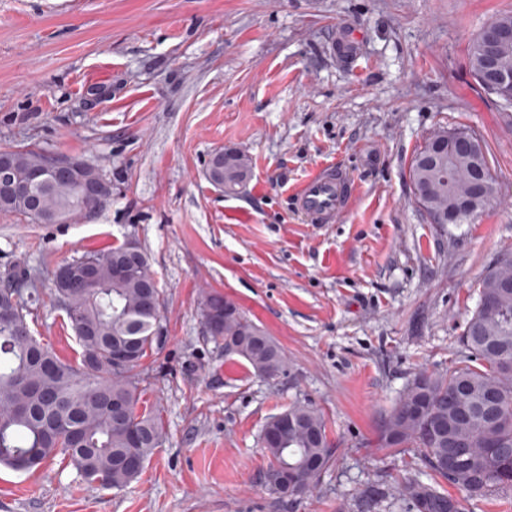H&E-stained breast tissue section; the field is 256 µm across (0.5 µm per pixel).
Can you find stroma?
I'll list each match as a JSON object with an SVG mask.
<instances>
[{
  "instance_id": "obj_1",
  "label": "stroma",
  "mask_w": 512,
  "mask_h": 512,
  "mask_svg": "<svg viewBox=\"0 0 512 512\" xmlns=\"http://www.w3.org/2000/svg\"><path fill=\"white\" fill-rule=\"evenodd\" d=\"M512 0H0V150L96 166L112 197L91 220L0 212V282L30 271L28 317L61 359L79 347L51 273L128 238L146 250L168 339L141 367L166 439L123 490L55 457L0 465V512H400L414 454L380 447L399 391L458 360L481 275L512 251V108L477 82L470 47ZM440 127L479 132L496 194L465 224H432L409 176ZM245 153L237 193L210 155ZM334 163L358 185L332 224L292 192ZM231 299L286 371L257 376L200 311ZM297 401L323 413L335 465L307 495L263 484L265 423Z\"/></svg>"
}]
</instances>
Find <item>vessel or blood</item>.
Masks as SVG:
<instances>
[{
	"label": "vessel or blood",
	"mask_w": 512,
	"mask_h": 512,
	"mask_svg": "<svg viewBox=\"0 0 512 512\" xmlns=\"http://www.w3.org/2000/svg\"><path fill=\"white\" fill-rule=\"evenodd\" d=\"M354 197V182L329 165L311 173L292 195L298 210L316 224L332 222Z\"/></svg>",
	"instance_id": "b4317fda"
}]
</instances>
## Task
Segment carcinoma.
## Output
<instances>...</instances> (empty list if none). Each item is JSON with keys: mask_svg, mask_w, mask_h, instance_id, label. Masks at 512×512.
Returning <instances> with one entry per match:
<instances>
[{"mask_svg": "<svg viewBox=\"0 0 512 512\" xmlns=\"http://www.w3.org/2000/svg\"><path fill=\"white\" fill-rule=\"evenodd\" d=\"M448 139V129L433 132L413 157L409 175L416 201L430 221L448 212V200L464 198L477 167L489 168L486 148L471 160L433 152ZM15 183L30 196L0 192V211L45 224L74 219L94 208L69 180L32 181L43 152L30 148L3 150ZM223 159L211 155L206 172L221 174L224 191L234 192L250 174L248 158L227 150ZM123 242L106 252L84 258L95 262L96 287L53 281L55 301L66 300V319L81 352L66 361L30 334L27 315L40 300L39 289L23 273L15 311L18 322L0 320V464L16 469L27 457L30 469L62 455L80 476L105 489L122 490L138 478L145 463L164 439L160 418L152 408L138 409V368L159 352L162 294L150 288L149 259L138 249L140 262L127 278L112 276V258L124 253ZM215 311L220 320H205L217 339L231 340L259 375L272 378L285 372V356L277 343L249 321L231 301L209 294L202 312ZM131 344L138 356L123 370H114L112 347ZM461 354L442 372L421 371L399 393L379 434L384 448L416 449L421 465L461 491L483 497L512 491V253L488 266L478 283L476 308L460 337ZM111 398L127 403L130 413L117 418ZM263 427L260 439L268 458L263 479L267 490L281 498L299 497L319 482L335 462L337 448L326 432L323 414L308 403L296 402ZM140 442L131 444L127 433ZM465 452V463L448 469V450ZM402 496L416 512H458L459 503L418 477L405 480Z\"/></svg>", "mask_w": 512, "mask_h": 512, "instance_id": "1", "label": "carcinoma"}]
</instances>
